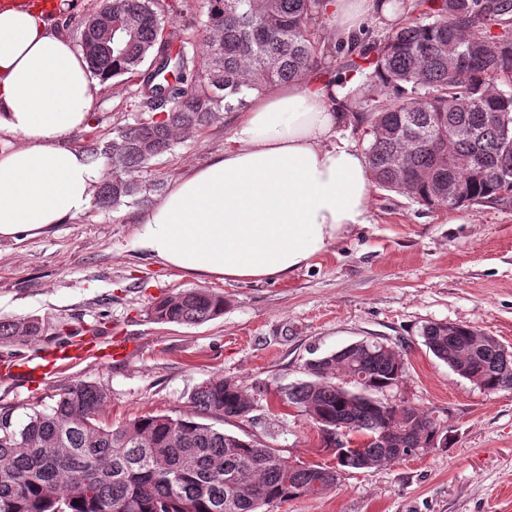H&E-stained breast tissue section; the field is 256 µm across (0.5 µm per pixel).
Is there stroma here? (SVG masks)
Here are the masks:
<instances>
[{
	"instance_id": "35a3bbf8",
	"label": "stroma",
	"mask_w": 512,
	"mask_h": 512,
	"mask_svg": "<svg viewBox=\"0 0 512 512\" xmlns=\"http://www.w3.org/2000/svg\"><path fill=\"white\" fill-rule=\"evenodd\" d=\"M49 22L80 45L88 17L105 0H54ZM161 37L194 36L204 45L206 0H165ZM142 109L137 78L105 86L93 118L69 141L108 140ZM234 114L182 140L152 168L162 186L224 150ZM140 208H89L41 235L0 239V318H36L44 335L0 345V361L38 354L85 331L134 337L117 363L87 361L47 381H0V408L23 423L65 388L90 382L107 396L103 420L119 425L147 415H182L192 391L210 379L237 381L253 400L248 418L221 422L299 464H332L318 429L281 404L283 388L305 381L306 361L368 340L395 347L407 366L391 400L434 411L452 435L445 448L371 469L341 472L330 490L274 506L272 512H512V390L487 392L426 347L432 322L462 323L512 348V207L429 210L375 190L369 221L288 279L261 283L199 280L165 268L136 245ZM207 288L224 312L196 326L159 323V299Z\"/></svg>"
}]
</instances>
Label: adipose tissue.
<instances>
[{
  "label": "adipose tissue",
  "mask_w": 512,
  "mask_h": 512,
  "mask_svg": "<svg viewBox=\"0 0 512 512\" xmlns=\"http://www.w3.org/2000/svg\"><path fill=\"white\" fill-rule=\"evenodd\" d=\"M344 30L387 0H334ZM103 84L35 7L0 6V239L39 235L91 204L101 173L66 142ZM335 86L279 85L241 113L223 153L174 180L138 218L137 244L164 266L224 282L283 280L367 223L374 182L342 137Z\"/></svg>",
  "instance_id": "1"
}]
</instances>
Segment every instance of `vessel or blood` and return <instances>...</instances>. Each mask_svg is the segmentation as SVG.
Here are the masks:
<instances>
[{
    "instance_id": "vessel-or-blood-1",
    "label": "vessel or blood",
    "mask_w": 512,
    "mask_h": 512,
    "mask_svg": "<svg viewBox=\"0 0 512 512\" xmlns=\"http://www.w3.org/2000/svg\"><path fill=\"white\" fill-rule=\"evenodd\" d=\"M131 340L102 344L96 337L77 335L64 345L56 347L40 360L21 358L0 362V378L10 380L42 381L52 377L58 371L93 359L109 365L125 358L133 349Z\"/></svg>"
}]
</instances>
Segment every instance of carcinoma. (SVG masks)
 I'll list each match as a JSON object with an SVG mask.
<instances>
[{
  "instance_id": "cac0c4a2",
  "label": "carcinoma",
  "mask_w": 512,
  "mask_h": 512,
  "mask_svg": "<svg viewBox=\"0 0 512 512\" xmlns=\"http://www.w3.org/2000/svg\"><path fill=\"white\" fill-rule=\"evenodd\" d=\"M410 19L377 39L340 40L332 82L341 124L363 128L375 184L428 208L512 205V0H380ZM205 51L185 36L158 44L168 21L162 0H106L86 21L83 48L100 80L136 74L146 118L118 127L84 152L102 163L101 211L150 202L153 162L180 137L201 133L251 93L300 81L327 47L313 20L329 0H207ZM112 23V39L101 34ZM224 313V297L182 290L155 302L161 323L198 325ZM37 319H0V344L41 336ZM429 351L460 376L495 392L512 389V352L464 324L423 327ZM288 387L330 445L347 425L336 465L288 461L275 448L227 434L212 419L245 418L252 401L232 380L201 383L192 412L143 416L114 427L101 420L105 393L77 383L19 425L0 408V512H269L332 488L346 469L398 462L428 448L443 429L430 411L380 395L406 377L397 351L361 342L305 365ZM365 382H337L354 373ZM361 437L351 442V436Z\"/></svg>"
}]
</instances>
